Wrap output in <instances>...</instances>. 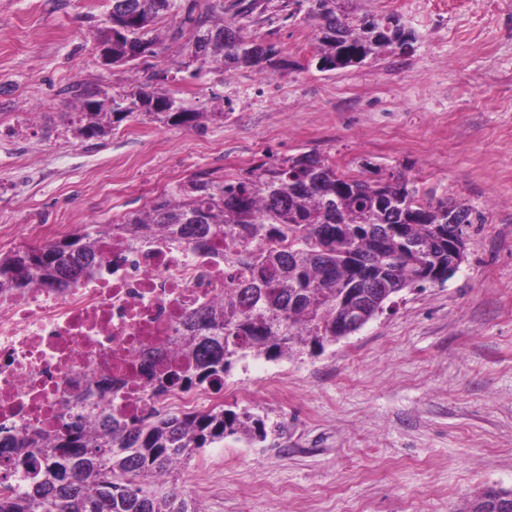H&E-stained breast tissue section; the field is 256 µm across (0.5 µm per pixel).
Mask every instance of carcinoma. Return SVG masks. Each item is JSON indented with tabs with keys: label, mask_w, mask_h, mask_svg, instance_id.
<instances>
[{
	"label": "carcinoma",
	"mask_w": 512,
	"mask_h": 512,
	"mask_svg": "<svg viewBox=\"0 0 512 512\" xmlns=\"http://www.w3.org/2000/svg\"><path fill=\"white\" fill-rule=\"evenodd\" d=\"M284 0L281 10L317 27V63L323 71L344 69L388 48L405 51L416 40L396 15L361 13L356 0ZM112 9V63L127 65L156 54L152 35L158 20L175 16L168 32L184 49L203 53L192 76L216 67H258L273 47L241 34L235 19L254 4L239 0L224 18V0H108ZM87 123L81 134L105 132L104 122L135 115L189 125L198 116L167 92L140 88L123 106L92 108L99 90L77 85ZM480 220L465 205H423L403 175L373 183L337 173L319 154L304 152L270 166L262 162L235 180L200 174L154 200L150 207L113 224L85 225L60 245L41 250L20 246L0 253V294L19 288H60L91 274L103 239L120 234L136 243L163 231L181 243L203 247L212 237L230 238L224 273V300L190 313L174 345L179 362L167 369L147 358L144 373L163 395L174 387L220 390L224 375L248 357L272 358L297 347L336 341V323L348 311L349 293L364 283L357 257L375 260L383 276L377 292L388 299L410 283L420 267L448 270V208ZM288 240L279 249L274 243ZM208 333L200 334L201 329ZM265 440V418L248 408L216 406L186 413L152 408L132 419L99 416L95 404L81 403L62 432L37 431L0 441L17 485L0 497V512H200L194 500L171 489L158 492L151 479L165 476L198 450L227 436Z\"/></svg>",
	"instance_id": "1"
}]
</instances>
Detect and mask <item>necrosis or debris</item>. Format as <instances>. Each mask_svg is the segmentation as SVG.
<instances>
[{"label": "necrosis or debris", "instance_id": "1", "mask_svg": "<svg viewBox=\"0 0 512 512\" xmlns=\"http://www.w3.org/2000/svg\"><path fill=\"white\" fill-rule=\"evenodd\" d=\"M224 249L220 237L196 248L163 234L136 245L116 236L92 276L0 296V440L56 434L88 386L101 409L127 419L214 406L205 389L154 396L141 361L147 350L171 361L185 316L223 299Z\"/></svg>", "mask_w": 512, "mask_h": 512}]
</instances>
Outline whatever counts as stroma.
I'll list each match as a JSON object with an SVG mask.
<instances>
[{
    "label": "stroma",
    "mask_w": 512,
    "mask_h": 512,
    "mask_svg": "<svg viewBox=\"0 0 512 512\" xmlns=\"http://www.w3.org/2000/svg\"><path fill=\"white\" fill-rule=\"evenodd\" d=\"M259 2L239 24L272 61L193 78L172 19L156 55L109 68L108 0H0V239L112 223L198 173L313 150L369 182L405 175L421 202L463 203L482 220L452 278L323 350L238 362L220 403L266 416L267 439L225 437L171 482L204 512H465L487 487L512 491V0H358L398 15L414 50L333 71L312 23ZM148 80L198 121L81 135L73 86L122 100Z\"/></svg>",
    "instance_id": "obj_1"
}]
</instances>
